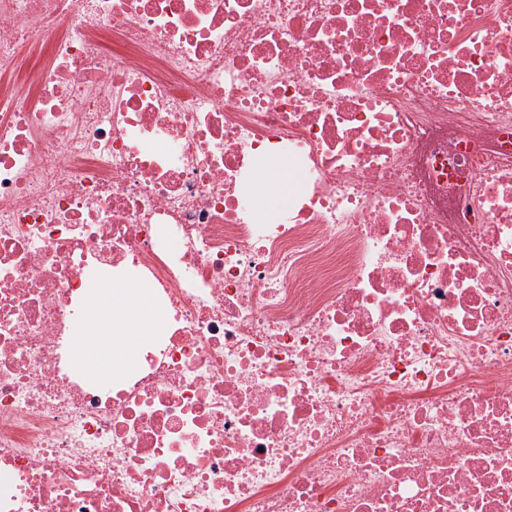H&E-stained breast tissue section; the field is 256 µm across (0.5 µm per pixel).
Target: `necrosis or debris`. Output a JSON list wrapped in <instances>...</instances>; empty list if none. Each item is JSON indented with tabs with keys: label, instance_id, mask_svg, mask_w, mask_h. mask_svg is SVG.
Segmentation results:
<instances>
[{
	"label": "necrosis or debris",
	"instance_id": "necrosis-or-debris-1",
	"mask_svg": "<svg viewBox=\"0 0 512 512\" xmlns=\"http://www.w3.org/2000/svg\"><path fill=\"white\" fill-rule=\"evenodd\" d=\"M0 512H512V0H0ZM296 187V182L288 172V162L281 161L273 166L266 159H259L253 190L260 207H267L272 211L269 220H275L288 210V201ZM270 196L278 199L284 206L277 205L275 198L268 199ZM83 301L73 341L76 368L109 379L136 367L163 319L149 288L124 281H100L85 289Z\"/></svg>",
	"mask_w": 512,
	"mask_h": 512
}]
</instances>
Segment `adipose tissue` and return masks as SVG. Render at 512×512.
<instances>
[{
  "mask_svg": "<svg viewBox=\"0 0 512 512\" xmlns=\"http://www.w3.org/2000/svg\"><path fill=\"white\" fill-rule=\"evenodd\" d=\"M296 183L287 162L259 160L253 186L259 202L276 198L288 203ZM161 308L149 288L124 281H100L84 292V304L74 338L75 366L108 379L136 367L159 332Z\"/></svg>",
  "mask_w": 512,
  "mask_h": 512,
  "instance_id": "adipose-tissue-1",
  "label": "adipose tissue"
}]
</instances>
